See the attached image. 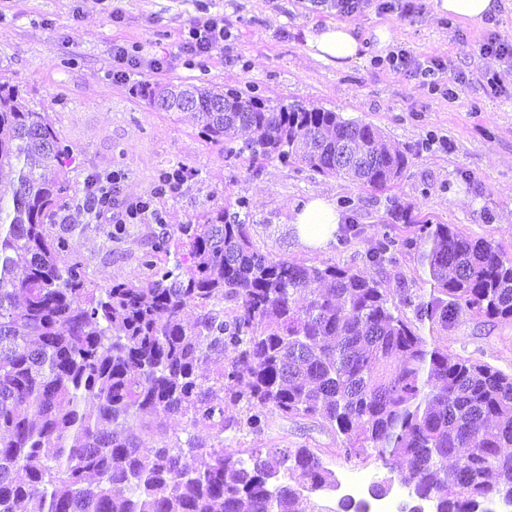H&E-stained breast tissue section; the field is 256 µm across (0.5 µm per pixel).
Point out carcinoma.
Here are the masks:
<instances>
[{
    "mask_svg": "<svg viewBox=\"0 0 512 512\" xmlns=\"http://www.w3.org/2000/svg\"><path fill=\"white\" fill-rule=\"evenodd\" d=\"M133 92L169 112L184 97L199 135L224 158L302 165L388 191L408 166L373 126L301 104L204 85ZM73 158L47 112L0 82V512H368L336 486L324 453L375 458L417 504L400 512L512 508V374L448 351L420 327L468 313L512 319V256L453 224L380 233L382 265L409 254L430 285L392 298L334 264L262 253L246 202L209 209L140 258L146 276L91 280L53 231ZM107 251L123 232L87 213ZM197 309L193 322L186 308ZM222 362L218 376L200 370ZM247 402L246 425L306 418L340 448L224 447V403ZM195 430L169 434L170 417ZM153 446L142 452L143 437ZM298 472L304 483L285 479Z\"/></svg>",
    "mask_w": 512,
    "mask_h": 512,
    "instance_id": "1",
    "label": "carcinoma"
}]
</instances>
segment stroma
<instances>
[{
	"label": "stroma",
	"instance_id": "obj_1",
	"mask_svg": "<svg viewBox=\"0 0 512 512\" xmlns=\"http://www.w3.org/2000/svg\"><path fill=\"white\" fill-rule=\"evenodd\" d=\"M220 13L230 33L223 47L189 67L143 81L162 85L254 87L275 103L296 102L338 112L380 129L409 157L394 188L378 192L340 177L279 162L228 161L206 143L190 113L171 114L113 81L112 44L136 47L147 58L176 52L201 6ZM402 18L369 5L350 22L360 31L362 59L341 69L314 58L304 32L336 21L334 11L310 0H0V79L19 87L31 106L49 112L74 157L72 193L87 173L123 169L130 197L146 192L160 170L182 168L191 177L174 199L159 201L161 224H131L117 250L106 252L93 233L69 236L71 253L90 278L105 285L140 276L139 259L158 235L175 233L203 210L242 198L249 204L250 234L272 256L307 265L335 264L380 281L388 292L429 291L413 257L378 266L366 251L378 230L405 220L455 224L472 238H486L512 253V69L498 66L505 87L487 84V59L479 46L489 33L512 43V10L497 25L474 29L437 15L432 0ZM388 27V52L439 56L437 72L450 96L429 93L420 78L394 69L374 47L373 31ZM69 66H61V59ZM313 196L350 200L355 230L340 227L335 243L311 250L296 243V207ZM440 343L465 358L512 373V319L463 315L436 330ZM246 403L224 414L228 448H332L333 431L305 418L271 416L256 432L242 425Z\"/></svg>",
	"mask_w": 512,
	"mask_h": 512
}]
</instances>
